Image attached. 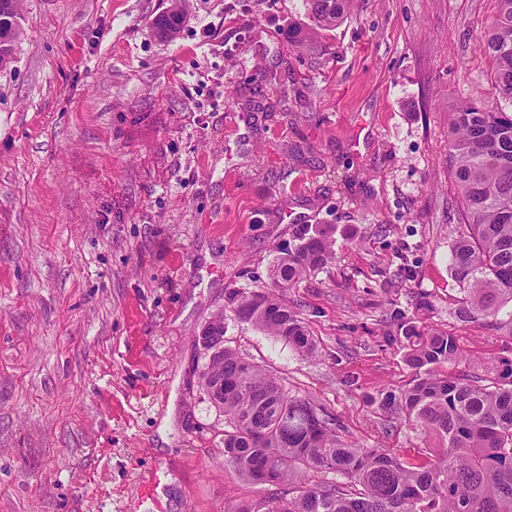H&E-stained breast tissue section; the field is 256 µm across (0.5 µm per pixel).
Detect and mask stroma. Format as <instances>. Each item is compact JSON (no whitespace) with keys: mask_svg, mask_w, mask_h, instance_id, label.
<instances>
[{"mask_svg":"<svg viewBox=\"0 0 512 512\" xmlns=\"http://www.w3.org/2000/svg\"><path fill=\"white\" fill-rule=\"evenodd\" d=\"M23 0L0 67V512H224L267 485L224 462V415L198 387L197 336L336 422L417 458L387 421L412 371L392 315L453 333L454 375L512 359V329L460 322L448 114L497 99L481 47L494 0H355L317 47L307 0ZM327 266L289 289L303 355L238 321L298 229ZM173 5L167 11L158 15L153 25L158 34L165 39H173L178 33L184 17L181 0H174ZM163 31V34L160 33Z\"/></svg>","mask_w":512,"mask_h":512,"instance_id":"35a3bbf8","label":"stroma"}]
</instances>
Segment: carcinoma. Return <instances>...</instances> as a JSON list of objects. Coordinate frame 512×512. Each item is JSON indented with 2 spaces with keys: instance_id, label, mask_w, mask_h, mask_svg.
<instances>
[{
  "instance_id": "obj_1",
  "label": "carcinoma",
  "mask_w": 512,
  "mask_h": 512,
  "mask_svg": "<svg viewBox=\"0 0 512 512\" xmlns=\"http://www.w3.org/2000/svg\"><path fill=\"white\" fill-rule=\"evenodd\" d=\"M22 0H0V63L12 57L22 28ZM314 25L342 24L352 0H308ZM483 42L494 66L498 96L512 101V0H495ZM174 0L153 25L173 39L182 24ZM451 176L461 197L462 222L452 227L449 271L459 288L458 318L503 322L512 306V113L463 103L450 113ZM299 244L272 265L275 290H234V315L301 354L315 339L288 304V289L333 259L326 232L297 233ZM408 385L382 394L386 413L440 441L434 456L412 463L383 448L349 445L336 423L293 394L261 366L224 346V316L204 325L209 362L199 383L224 413V462L244 479L277 487L270 496L225 506V512H512V360L485 374L457 376L441 367L462 358L453 334L399 315ZM341 475L336 482L314 474Z\"/></svg>"
}]
</instances>
